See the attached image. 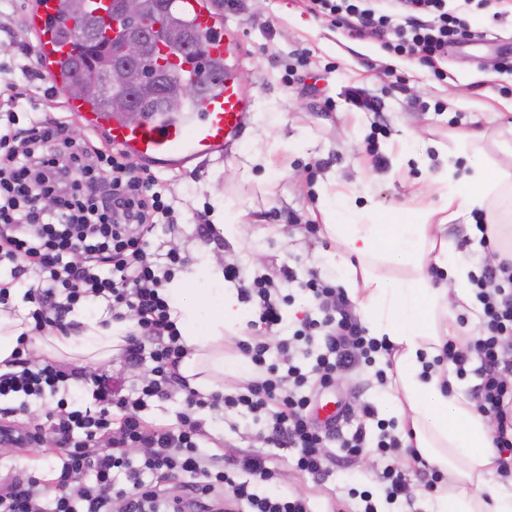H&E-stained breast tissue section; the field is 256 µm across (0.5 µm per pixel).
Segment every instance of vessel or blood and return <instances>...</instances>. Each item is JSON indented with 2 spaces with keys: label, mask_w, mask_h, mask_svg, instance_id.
Listing matches in <instances>:
<instances>
[{
  "label": "vessel or blood",
  "mask_w": 512,
  "mask_h": 512,
  "mask_svg": "<svg viewBox=\"0 0 512 512\" xmlns=\"http://www.w3.org/2000/svg\"><path fill=\"white\" fill-rule=\"evenodd\" d=\"M175 8L210 36L213 58L226 59L235 54L238 44L217 27L211 0H176ZM27 24L36 38L42 71L55 88H65L71 76L61 69L59 61L73 44L61 35V0H36ZM250 106V99L238 85L223 76L213 80L206 96L191 108L148 113L139 120L109 112L89 100L67 103L68 110L87 128L104 131L111 146L127 155L166 165L228 153L241 137Z\"/></svg>",
  "instance_id": "1"
}]
</instances>
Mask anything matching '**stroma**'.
<instances>
[{
	"instance_id": "35a3bbf8",
	"label": "stroma",
	"mask_w": 512,
	"mask_h": 512,
	"mask_svg": "<svg viewBox=\"0 0 512 512\" xmlns=\"http://www.w3.org/2000/svg\"><path fill=\"white\" fill-rule=\"evenodd\" d=\"M34 0H9L0 7V27L14 30L17 41L0 46V64L11 70L19 91L32 82L21 70L23 44L34 42L25 18ZM224 29L238 40L230 59V73L252 101L239 143L225 157L200 159L182 167L151 165L158 190L171 201L173 210L157 225L154 244L160 253L174 250L193 264L204 254L228 258L241 268L243 285L254 276L268 275L277 281L290 301L283 305V321L269 331L260 320L257 299L245 300L250 315L247 335L267 342L292 337L308 307L297 285L283 281L282 271L318 270L321 276H343L340 267H324L320 256L333 249L326 235L308 233L317 210L318 186L335 183L355 199L372 198L383 204L387 217H412L429 191L428 173L438 170L440 160L429 169L419 167L415 156L431 143L448 150L456 168L468 164L458 151L457 132L480 121L489 133L481 149L490 172L512 171V73L499 67L512 58V5L491 0L488 5L472 0H448L447 8L468 21L472 30L483 32V41H466L449 47L445 57L423 63L388 52L382 38L371 34L352 37L345 22L309 10L307 0H216ZM361 88L373 102V110L355 107L349 88ZM66 92L21 100L17 110L20 126L32 115L67 120L70 136H84L86 128L66 108ZM301 134L312 137L306 151L291 147ZM278 142L275 163L270 168L248 167L255 148ZM232 197L247 215L239 235L218 240L203 231L197 214L211 205L212 191ZM381 358L359 362L341 373L334 386L320 390L321 401L339 402L345 409L336 422L346 435L358 424L375 429L364 419V404L383 411L388 386L380 384L377 372ZM204 428L215 436L205 453L223 451L231 459L256 451L263 444L262 423L242 413L205 410ZM270 465L277 472L280 490L306 498L312 512H342L351 505V490H372L387 465H394L411 483L423 479L419 464L408 463L407 448L387 459L374 451L358 458L344 457L337 441H329L322 454L330 471L323 480L294 466L295 449L273 448ZM60 464L57 451L49 448L18 450L0 447V471L13 475L46 474Z\"/></svg>"
}]
</instances>
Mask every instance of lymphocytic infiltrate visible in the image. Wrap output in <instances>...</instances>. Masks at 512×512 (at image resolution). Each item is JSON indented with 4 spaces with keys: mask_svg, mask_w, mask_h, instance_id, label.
I'll use <instances>...</instances> for the list:
<instances>
[{
    "mask_svg": "<svg viewBox=\"0 0 512 512\" xmlns=\"http://www.w3.org/2000/svg\"><path fill=\"white\" fill-rule=\"evenodd\" d=\"M381 8H363L357 0H312L314 12L336 17L358 16L362 30L376 35L394 32V51L430 62L450 44L477 36L461 18L449 13L446 0H383ZM423 13L414 21L412 13ZM151 177L135 175L125 153L98 146L91 137L74 138L60 120L37 119L26 133H0V266L14 273L41 274L45 287L28 286L34 303L30 333L45 335L62 327L66 313L83 302H106L113 319L133 314L124 356L138 362L150 357L151 379L124 390L111 375L49 357L15 352L8 372L0 373V398L18 399L0 407V444L15 448H56L65 457L50 482L28 476L0 478V512H44V485L55 491L53 512H172L166 494L169 476L185 477L195 512H223L221 492L230 494V512H310L306 499L274 490L275 471L266 453L244 455L225 467L215 466L198 451L206 432L199 412L220 406L264 418L266 441L275 448L298 451L300 471L325 477L321 449L334 432L320 429L310 417V374L327 388L338 373L374 354H390L387 341L369 337L348 309L342 288L317 274L298 282L315 311L305 314L298 339H324L312 373L293 364L290 340L277 346L253 338L239 349L253 366L251 379L236 394H205L182 380L179 366L187 355L181 332L169 315L162 292L175 251L158 258L151 249L156 224L170 211ZM475 302L460 322L476 317L479 332L466 349L448 344L444 356L457 378L476 372L471 390L478 410L496 425V446L512 452V365L504 361L512 345V256L480 262L469 274ZM282 361H273L271 349ZM479 367H472V359ZM179 381L184 397L176 424L152 426L141 417L149 400L170 397L168 385ZM83 383L92 405L60 399V391ZM57 396L47 424L18 427L15 417L30 398ZM395 420H378L376 431L359 425L340 440L346 455L358 456L376 446L379 454L399 448ZM140 458H133L135 449Z\"/></svg>",
    "mask_w": 512,
    "mask_h": 512,
    "instance_id": "obj_1",
    "label": "lymphocytic infiltrate"
}]
</instances>
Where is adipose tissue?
<instances>
[{"label":"adipose tissue","instance_id":"adipose-tissue-1","mask_svg":"<svg viewBox=\"0 0 512 512\" xmlns=\"http://www.w3.org/2000/svg\"><path fill=\"white\" fill-rule=\"evenodd\" d=\"M432 185L438 203H423L415 220L387 223L376 201L356 205L353 198L317 190V209L330 238L339 240L346 255L326 251L323 263L345 264L346 295L368 336L393 345V394L387 416L401 432H412L413 443L429 465L444 473L427 503V512H512V488L495 480L501 458L493 440L495 428L477 412L461 390L451 366L442 362L447 341L465 343L456 324V305H471V266L466 251L450 249L444 235L448 221L460 210H480L489 224L512 223V210L502 211L493 197L512 185V173L490 174L480 157L459 172L442 163ZM408 267L393 278L370 271L371 260ZM170 316L188 351L179 371L196 388L215 392L224 376H247L244 356L224 354L225 334L246 328L247 312L236 293L224 288V270L211 256L165 288ZM79 334L56 333L35 338L34 354H51L79 367L110 362L124 344L128 322L102 324L90 306L75 309Z\"/></svg>","mask_w":512,"mask_h":512}]
</instances>
